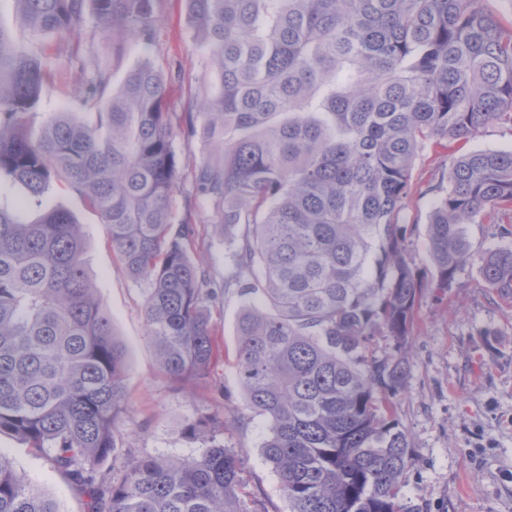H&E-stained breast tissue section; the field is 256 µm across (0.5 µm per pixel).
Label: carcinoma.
<instances>
[{
	"label": "carcinoma",
	"instance_id": "1",
	"mask_svg": "<svg viewBox=\"0 0 512 512\" xmlns=\"http://www.w3.org/2000/svg\"><path fill=\"white\" fill-rule=\"evenodd\" d=\"M184 2L215 74L198 104L211 149L196 189L233 259L220 283L194 260L197 226L171 211L164 78L145 58L116 89L112 65L73 40L90 19L114 60L129 41L147 48L154 0H14L35 47L0 25V189L22 185L40 210L26 220L0 206V435L46 455L88 512H250L242 462L211 416L182 427L198 451L139 458L118 481L101 473L127 410L124 349L81 225L44 197L57 182L144 284L146 339L174 383L206 384L224 354L211 307L232 290L243 299L237 375L288 512H410L417 459L389 398L406 388L426 292H448L475 266L512 299V243L479 250L469 237V225L512 214V150L452 159L425 266L408 249L412 175L430 144L512 126V27L482 0ZM48 50L86 80L79 110L55 113L33 139ZM380 338L391 352L377 353ZM0 512L61 510L0 453Z\"/></svg>",
	"mask_w": 512,
	"mask_h": 512
}]
</instances>
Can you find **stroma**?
I'll return each mask as SVG.
<instances>
[{
    "label": "stroma",
    "instance_id": "stroma-1",
    "mask_svg": "<svg viewBox=\"0 0 512 512\" xmlns=\"http://www.w3.org/2000/svg\"><path fill=\"white\" fill-rule=\"evenodd\" d=\"M154 17L150 50L128 44L118 62L112 59L111 39L92 25L77 36L91 43L99 59L112 62L117 85L141 58H149L164 77L166 110L178 127L210 90L214 75L188 25L183 0H155ZM46 66L52 78L31 120L35 133L53 113L76 110L70 92L84 80L54 58H47ZM174 147L178 178L171 194L173 216L199 225L195 257L210 276L223 278L231 260L223 240L212 236V212L201 205L194 189L205 149L200 141L189 142L181 135ZM449 166L446 151L429 147L413 171L406 219L416 226L409 248L421 262L427 259L426 224L436 200L434 188L446 183ZM47 198L71 211L82 225L89 276L126 350L128 409L119 424L117 449L102 473L120 475L131 459L190 453L195 443L181 434L187 418L234 415L238 422L225 428L224 443L244 462L243 497L255 512H287L278 477L263 460L262 420L246 408L234 366L241 299L225 295L212 309L224 358L212 367L207 388L193 395L176 390L146 342L142 289L124 272L97 217L59 185L51 186ZM407 360L406 388L392 399L393 415L407 429L418 457L405 488L406 505L411 512H512V301L486 288L477 268H466L456 288L423 297ZM0 452L31 483L49 492L61 512H86L85 497L45 455L9 435L0 436Z\"/></svg>",
    "mask_w": 512,
    "mask_h": 512
}]
</instances>
